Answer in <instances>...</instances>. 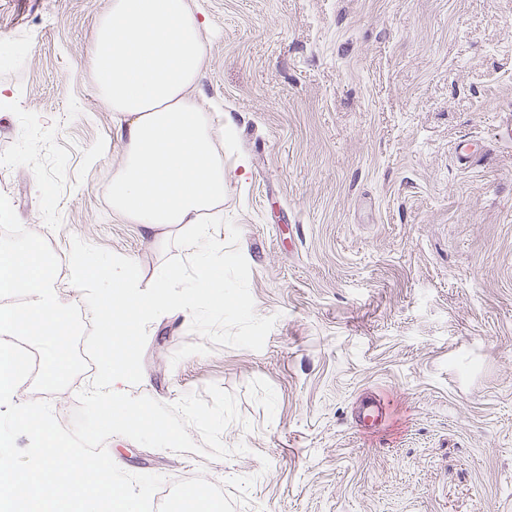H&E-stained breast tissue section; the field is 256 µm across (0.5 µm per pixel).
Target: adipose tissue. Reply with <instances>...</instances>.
I'll use <instances>...</instances> for the list:
<instances>
[{
  "label": "adipose tissue",
  "mask_w": 512,
  "mask_h": 512,
  "mask_svg": "<svg viewBox=\"0 0 512 512\" xmlns=\"http://www.w3.org/2000/svg\"><path fill=\"white\" fill-rule=\"evenodd\" d=\"M200 13L191 0H110L94 23L89 59L95 93L113 112L123 160L112 174V213L142 225L148 237L183 232L195 250L197 283L181 292V273L166 269L151 298L137 292L132 262L93 266L83 242L71 254L72 286L103 317L102 356L89 400L122 431L147 434L150 422L123 401L133 379L128 345L142 321L164 307L214 309L228 259L209 223L223 212L228 174L223 126L199 100L206 66Z\"/></svg>",
  "instance_id": "obj_1"
}]
</instances>
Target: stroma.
Segmentation results:
<instances>
[{"instance_id": "35a3bbf8", "label": "stroma", "mask_w": 512, "mask_h": 512, "mask_svg": "<svg viewBox=\"0 0 512 512\" xmlns=\"http://www.w3.org/2000/svg\"><path fill=\"white\" fill-rule=\"evenodd\" d=\"M110 0H0V195L68 255L196 278L112 215L122 158L87 66ZM207 19V108L230 116L224 312L167 308L134 336L127 394L166 404L217 384L236 400L212 459L105 446L163 476L166 512H512V0H191ZM484 147L457 164L460 142ZM387 429L352 421L363 393ZM355 425L366 435L379 432L388 419V408L384 400L376 392L361 396L353 411Z\"/></svg>"}]
</instances>
